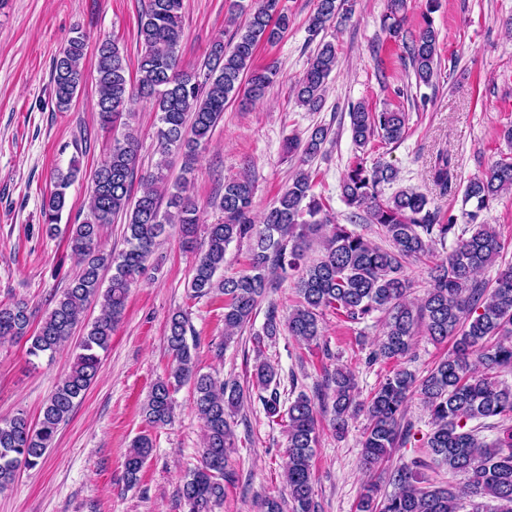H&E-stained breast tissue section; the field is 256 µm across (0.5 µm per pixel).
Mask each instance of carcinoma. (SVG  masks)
Masks as SVG:
<instances>
[{
  "instance_id": "cac0c4a2",
  "label": "carcinoma",
  "mask_w": 512,
  "mask_h": 512,
  "mask_svg": "<svg viewBox=\"0 0 512 512\" xmlns=\"http://www.w3.org/2000/svg\"><path fill=\"white\" fill-rule=\"evenodd\" d=\"M404 0H388V29L401 30ZM183 0H147L137 36L141 44L136 75L132 76L118 43L103 39L96 44V107L100 124L112 127L136 98L153 103L156 112V170L138 174L139 142L130 131L112 141L108 157L91 172L89 211L77 224L68 225L71 251L80 268L70 278L53 307L38 323L26 303L0 304V338L23 340L27 354L53 357L74 334L87 304L100 302V314L84 327L79 353L56 384L36 421L18 414L0 421V490L6 489L22 469H34L46 459L60 426L98 375L101 356L111 345L121 321L129 290L146 269V262L166 226L179 225L183 243L194 248L199 233L205 245L197 253L188 288L190 297L224 296V344L231 343L253 320L262 299L292 272L298 273L299 305L282 320L268 309L263 339H275L282 329L312 344L322 336L321 319L331 311L362 323L374 313L385 316L382 337L366 355L369 365L394 360L399 368L380 382L367 404L356 398L354 375L342 368L325 372V388L332 392V422L341 433L348 419L364 408L368 426L362 441V467L373 479L361 494L357 512H512V387L499 374L512 371V264L492 282L478 278L485 267L502 256L504 243L480 214L504 191L512 190V156L493 163L485 173L467 182L462 206L470 236H458L445 259L431 268V287L418 303L407 301L411 282L405 263L430 252L432 243L456 235L457 218L442 220L429 208L427 197L417 191H400L381 199L382 186L396 179V170L384 163L367 167L359 159L342 182L346 204L353 208L350 224H334L323 239V255L306 262L309 237L325 224L322 204L310 194L312 176L300 172L262 215L252 219L254 182L249 177L224 183L220 208L224 221L199 224L198 209L188 195L186 175L194 170L202 143L223 119L232 100L262 99L276 82L277 66L254 64L261 43H278L292 24L282 0H251L249 7L235 3L228 22L235 26L232 39L214 43L204 68L180 67L183 39ZM352 13V0H316L307 32L316 50L298 82V102L317 111L323 102L327 79L336 68V47L320 38L332 24L341 25ZM86 37L71 38L54 59L52 82L57 110H67L83 82ZM406 53L416 80L432 83L437 68L436 33L426 21L406 43ZM350 127L361 149L381 135L388 142L401 140L406 131L403 112H372L364 105L352 107ZM329 141V128L319 126L302 143L288 146L313 158ZM182 158L185 176L169 183L168 157ZM80 175L79 161L53 175L54 190L40 209L41 231L53 236L66 207V190ZM432 178L446 188L457 179L452 159L442 154ZM139 180V195L132 193ZM168 209H162L164 194ZM125 219L123 248L102 247L106 226ZM375 224L389 247L383 248L354 229L358 221ZM249 242V272L217 278L224 267L226 248L234 241ZM111 273L103 285L105 273ZM166 341L171 357L167 374L157 379L142 406L151 427L167 424L173 414V394L184 384L192 387L197 412L204 422V448L199 465L184 478L179 496L187 512H214L224 501V484L232 482L229 457L235 448L234 417L247 393L234 379L221 380L197 366L196 341L188 340V316L178 309L169 316ZM424 333L436 343L452 342V352L423 378L406 366L411 341ZM278 370L256 350L252 386L268 418L284 422L288 431L287 469L284 483L292 512H318L312 472L316 447L315 401L299 394L283 407L278 391ZM418 395L427 408L431 430L424 447L428 459L412 458L389 464L393 449L406 443L411 428L404 425L405 407ZM496 418L500 434L487 445L478 438L479 427L470 421ZM153 448L144 434L135 438L125 461L127 486L138 484ZM445 469L464 477L462 487L425 484L422 471ZM391 491H386V487Z\"/></svg>"
}]
</instances>
